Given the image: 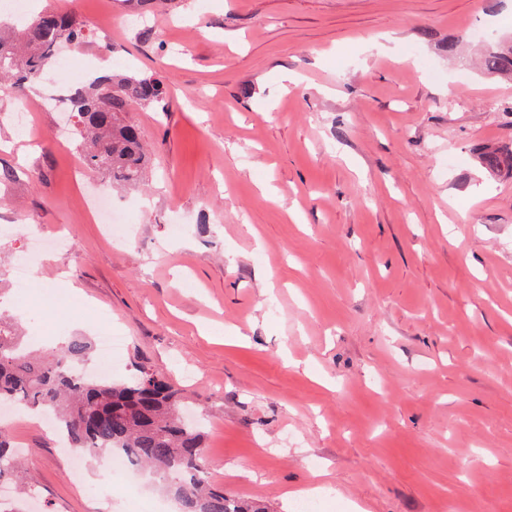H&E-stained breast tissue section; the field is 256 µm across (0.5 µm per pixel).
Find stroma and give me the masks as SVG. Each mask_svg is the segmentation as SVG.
Returning a JSON list of instances; mask_svg holds the SVG:
<instances>
[{
    "mask_svg": "<svg viewBox=\"0 0 512 512\" xmlns=\"http://www.w3.org/2000/svg\"><path fill=\"white\" fill-rule=\"evenodd\" d=\"M41 7L85 22L78 66L160 73L171 99L128 114L152 157L132 189L56 140L43 85L0 100V226L22 222L0 316L45 348L110 313L121 378L173 380L211 485L271 512H512V172L483 165L512 149V76L471 37L512 36V0ZM98 189L137 212L128 240L88 218ZM30 231L71 248L33 260L21 302ZM9 433L41 487L27 512H105L106 458L76 473L43 425ZM41 248V244L37 241L31 243V246L24 251L17 259L16 269H15V288H17L16 294L19 296H25L29 288L31 287V283L27 279V264L31 257Z\"/></svg>",
    "mask_w": 512,
    "mask_h": 512,
    "instance_id": "35a3bbf8",
    "label": "stroma"
}]
</instances>
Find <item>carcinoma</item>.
Masks as SVG:
<instances>
[{
    "label": "carcinoma",
    "instance_id": "cac0c4a2",
    "mask_svg": "<svg viewBox=\"0 0 512 512\" xmlns=\"http://www.w3.org/2000/svg\"><path fill=\"white\" fill-rule=\"evenodd\" d=\"M86 38L84 26L61 12L38 15L14 39L1 36L0 96L23 98L54 70L59 44ZM483 65L511 73L512 40L487 46ZM135 104L167 111L165 82L153 74L112 73L93 78L66 102L84 165L124 188L143 181L148 163L142 131L126 118ZM92 353V342L75 336L49 355L33 354L18 327L0 317V402L53 415L72 447L92 456L127 452L157 477L179 512H269L209 484L202 427L184 420L179 387L145 368L121 383L77 376L72 366ZM21 468L11 437L0 429V483L18 479Z\"/></svg>",
    "mask_w": 512,
    "mask_h": 512
}]
</instances>
